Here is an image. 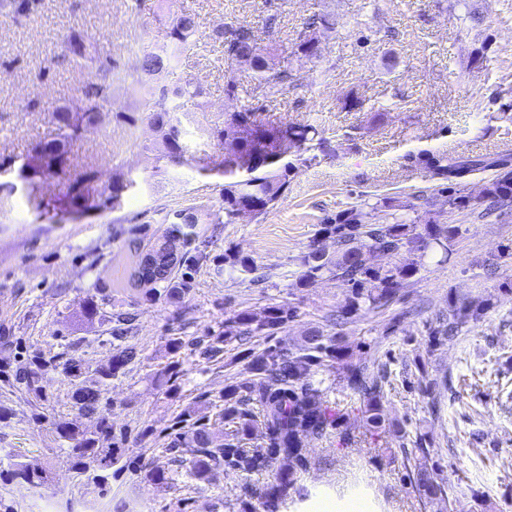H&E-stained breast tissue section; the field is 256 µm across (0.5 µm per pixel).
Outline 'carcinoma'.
Wrapping results in <instances>:
<instances>
[{"mask_svg": "<svg viewBox=\"0 0 512 512\" xmlns=\"http://www.w3.org/2000/svg\"><path fill=\"white\" fill-rule=\"evenodd\" d=\"M0 7L16 20L30 19L42 11L44 0H0ZM153 10L164 22L165 44L159 51L144 52L140 68L150 75L166 73L175 79L154 88L146 112L162 138L160 159L178 163L187 151L182 118L199 110L198 98L203 95V89L192 78L176 76L183 56L197 46L198 22L196 15L174 9L173 0H154ZM329 25L327 15H317L308 22L309 32L297 44V53L306 58L317 56V31ZM210 38L222 44L225 60L236 63L251 60L259 86L268 97L281 94L295 79L288 70L276 67L271 54L258 46L253 27L247 24L228 29L217 27ZM88 64L96 69L97 79L82 86L74 100L49 110L55 137L39 143L20 167V174L26 180L38 175L66 178L69 206L56 214L60 222L74 221L90 211L119 210L127 193L136 185L132 179L117 180L99 189L95 186L98 171L91 166L84 167L72 179L67 177L84 129L110 111L112 75L118 71V59L100 52L86 34L72 30L64 36L60 53L50 60V65L57 68ZM255 112L252 107L242 106L231 111L222 125L198 126L201 137L224 147V190L218 204L206 209L189 206L164 214L161 223L166 228L147 243L137 237L127 239L126 247L135 262L124 281L139 291L143 299L162 300L182 309L184 299L193 288L195 275L209 261L207 253L191 249L199 238L196 225L233 224L245 214L267 213L288 191L289 176L295 168L290 161L293 149L305 145L307 150L324 155L336 151L331 140L320 136L311 125L260 124ZM408 160L431 176L450 183L480 168L478 161H465L428 150L410 154ZM511 202L512 170L505 164L480 197H448L450 206L464 208L474 204L483 207L487 214ZM414 229L412 224L373 223L369 213L355 207L321 225L317 236L332 240L334 250L329 252L318 244L313 245L301 260L303 270L296 287L308 288L325 276L336 277L348 285L344 302L327 318L330 331L314 329L297 348L277 342L252 355L246 367L248 377L226 385L220 396L218 417L234 430L220 441L211 424L180 416L168 433L169 457L165 461L150 459L144 465L145 476L161 486L183 474L206 483L218 470L249 474L276 465L275 483L259 490H246L239 501V512H254V497L260 500L263 512H280L288 490L295 484V475L308 466L311 441L342 426V416L327 405L325 389L321 388L319 379L324 368L335 365L340 381L363 400L368 413L367 424L373 429L381 427V407L391 372L385 364L371 370L351 362L342 330L362 312L387 309L397 299L400 288L419 271L414 261L382 266L376 263L378 256H396L404 249L420 251L430 247L447 256L451 242L459 233L456 225L436 222L424 225L420 233ZM224 263L244 273L257 271L253 262L231 250L224 253ZM484 310L483 305L464 299L450 302L447 313L437 317L436 325L428 328L429 345L439 346L468 332L470 324L477 322ZM296 317V309L287 304H271L259 314L245 309L224 323V329L209 331L188 341L180 336L173 338L169 348L176 355L188 347L190 354L209 363L220 358L224 342L232 338L246 343L256 336L272 338L285 332ZM134 321L135 316L129 312L119 311L110 316L112 352L108 363L96 370L98 381L93 386L86 385V367L67 357L65 351L52 354L36 349L15 357V366L6 364L0 369V380L20 392L31 407L33 420L38 423L46 419L42 408L49 402L42 385L43 376L49 371H58L67 378L72 387L74 409L96 420L93 432L65 418L51 422L57 438L68 444L65 453L78 481L107 484L108 476L101 471L120 463L125 455L122 445L126 433H116L110 421L99 415V404L101 387L124 375L138 356L135 345L129 343ZM410 386L429 400L436 416H441V396L449 389L447 379L432 378L423 372ZM253 401L262 407L260 424L248 409ZM258 427L261 442L254 448L241 447L240 442L251 438ZM397 433L403 457L415 460L407 473L411 487L425 500L445 495V486L438 480L436 470L425 462L431 441L422 434L410 435L400 424ZM181 448L190 449L191 457L179 455ZM7 478L11 482L40 487L47 482L48 475L42 469L14 463L7 471Z\"/></svg>", "mask_w": 512, "mask_h": 512, "instance_id": "obj_1", "label": "carcinoma"}]
</instances>
